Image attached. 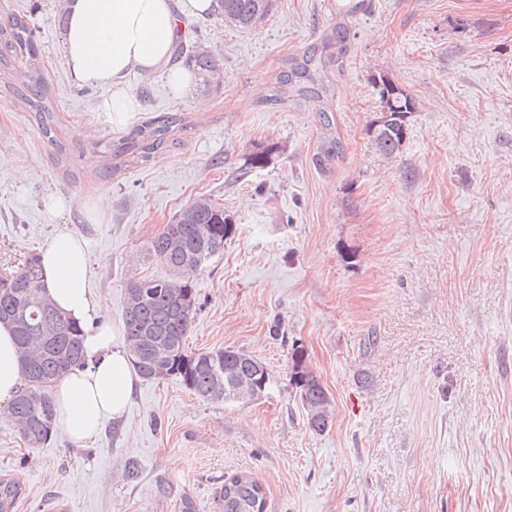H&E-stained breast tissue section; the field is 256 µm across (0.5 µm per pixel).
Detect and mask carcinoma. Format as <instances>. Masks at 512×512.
Returning a JSON list of instances; mask_svg holds the SVG:
<instances>
[{"instance_id":"obj_1","label":"carcinoma","mask_w":512,"mask_h":512,"mask_svg":"<svg viewBox=\"0 0 512 512\" xmlns=\"http://www.w3.org/2000/svg\"><path fill=\"white\" fill-rule=\"evenodd\" d=\"M215 11L224 22L251 29L262 22L270 0H215ZM349 28L340 21L323 37V45L310 46L285 59L277 83L291 86L302 99H318L328 92L320 71L325 61L337 62L346 54ZM36 53L29 22L13 15L0 24V72L24 55ZM193 66L201 84L209 86L220 69L219 60L208 50L191 47L178 50ZM380 111L404 114L381 125L370 122L366 134L383 156H397L405 143L414 98L388 77L375 79ZM16 94L38 115L42 132L57 140L59 127L48 85L39 73L26 75ZM181 119L160 112L127 136L107 143V151L121 163L147 160L159 153ZM275 146L257 148L247 158L251 168L266 166ZM340 141L329 135L319 145L315 162L325 170L341 154ZM236 233L224 207L209 197H199L183 208L173 223L166 225L149 244V253L166 264L173 280L141 278L129 284L123 304V322L132 363L144 378L175 376L198 397L210 401L235 402L241 385L262 379L266 366L254 356L232 348L192 353L185 341L196 306L194 275L213 257L224 251V243ZM38 256L30 255L21 267L0 272V323L11 326L20 354L26 387L12 404V418L26 445L41 448L54 436L56 407L52 387L66 371L84 362L83 329L54 306L42 291ZM290 381L307 411V425L316 433L330 424L329 396L320 379L307 365L305 353L294 348ZM23 494L22 485L12 477L0 478V512H14ZM262 484L249 474L224 480L223 512H266Z\"/></svg>"}]
</instances>
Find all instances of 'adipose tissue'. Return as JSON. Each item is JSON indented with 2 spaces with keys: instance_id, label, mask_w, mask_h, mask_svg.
Segmentation results:
<instances>
[{
  "instance_id": "ef3b65f1",
  "label": "adipose tissue",
  "mask_w": 512,
  "mask_h": 512,
  "mask_svg": "<svg viewBox=\"0 0 512 512\" xmlns=\"http://www.w3.org/2000/svg\"><path fill=\"white\" fill-rule=\"evenodd\" d=\"M181 18L173 0H70L63 50L71 79L109 88L96 109L113 126L133 122L140 110L130 74L165 75L173 96H187L195 76L170 64ZM44 292L84 330L85 362L54 384L57 426L78 442L96 439L105 420L121 418L138 380L120 324L89 287L83 238L58 230L39 250ZM26 385L10 326L0 324V415L11 412Z\"/></svg>"
}]
</instances>
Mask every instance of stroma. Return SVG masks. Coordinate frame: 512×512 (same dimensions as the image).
<instances>
[{
	"label": "stroma",
	"instance_id": "35a3bbf8",
	"mask_svg": "<svg viewBox=\"0 0 512 512\" xmlns=\"http://www.w3.org/2000/svg\"><path fill=\"white\" fill-rule=\"evenodd\" d=\"M341 2L271 0L246 31L192 19L177 41L202 42L219 77L176 99L163 78L130 75L137 122L172 112L184 128L123 168L102 148L125 134L96 110L106 88L68 75L64 0H0V18L27 15L36 43L12 81L44 74L62 140L0 87V270L68 228L121 321L130 281L170 276L148 242L210 197L236 233L197 276L186 346L242 350L269 374L262 398L229 403L174 376L139 379L123 418L89 445L59 431L30 448L0 417L17 512H222L219 491L238 473L260 480L266 512H512V0H369L354 13L329 72L343 152L325 173L313 163L329 131L318 104L266 95ZM381 75L416 101L393 158L366 136ZM271 143L269 163L247 170ZM50 194L102 203L104 216L53 214ZM298 346L331 398L320 434L289 382Z\"/></svg>",
	"mask_w": 512,
	"mask_h": 512
}]
</instances>
